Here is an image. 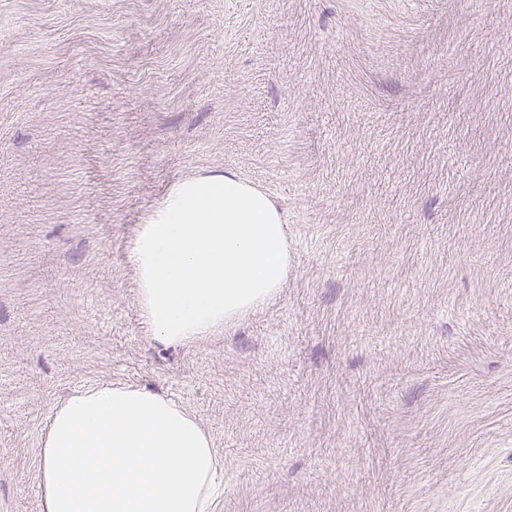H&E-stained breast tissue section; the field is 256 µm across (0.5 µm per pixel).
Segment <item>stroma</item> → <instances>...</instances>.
Masks as SVG:
<instances>
[{
    "label": "stroma",
    "instance_id": "1",
    "mask_svg": "<svg viewBox=\"0 0 512 512\" xmlns=\"http://www.w3.org/2000/svg\"><path fill=\"white\" fill-rule=\"evenodd\" d=\"M218 171L288 281L164 346L132 240ZM104 383L198 420L214 512H512V0H0V512Z\"/></svg>",
    "mask_w": 512,
    "mask_h": 512
}]
</instances>
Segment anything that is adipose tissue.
<instances>
[{"label":"adipose tissue","instance_id":"1","mask_svg":"<svg viewBox=\"0 0 512 512\" xmlns=\"http://www.w3.org/2000/svg\"><path fill=\"white\" fill-rule=\"evenodd\" d=\"M152 338L183 345L236 322L288 280L284 221L230 172L174 182L131 249ZM43 512H213L224 459L180 405L143 388L79 390L39 450Z\"/></svg>","mask_w":512,"mask_h":512}]
</instances>
